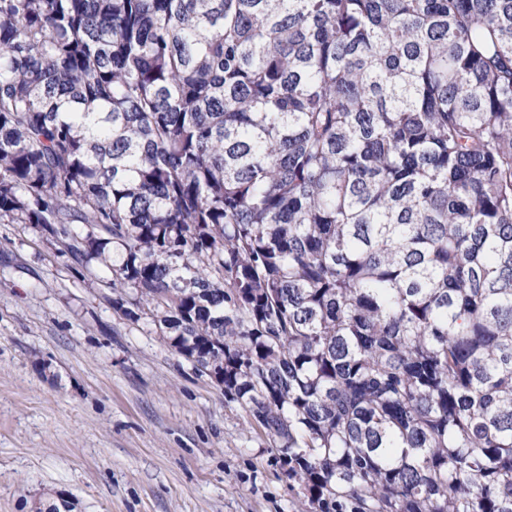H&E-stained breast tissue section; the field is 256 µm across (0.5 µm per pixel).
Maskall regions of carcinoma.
<instances>
[{"mask_svg": "<svg viewBox=\"0 0 512 512\" xmlns=\"http://www.w3.org/2000/svg\"><path fill=\"white\" fill-rule=\"evenodd\" d=\"M0 223L112 259L301 512H512V0H0Z\"/></svg>", "mask_w": 512, "mask_h": 512, "instance_id": "cac0c4a2", "label": "carcinoma"}]
</instances>
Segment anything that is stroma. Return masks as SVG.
I'll use <instances>...</instances> for the list:
<instances>
[{
	"mask_svg": "<svg viewBox=\"0 0 512 512\" xmlns=\"http://www.w3.org/2000/svg\"><path fill=\"white\" fill-rule=\"evenodd\" d=\"M110 276L0 224V512H296L269 439Z\"/></svg>",
	"mask_w": 512,
	"mask_h": 512,
	"instance_id": "1",
	"label": "stroma"
}]
</instances>
